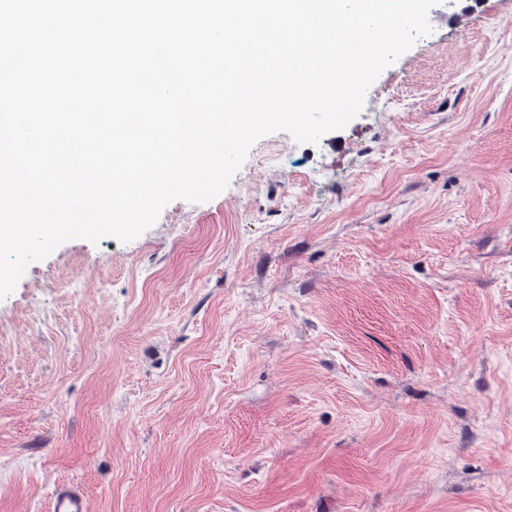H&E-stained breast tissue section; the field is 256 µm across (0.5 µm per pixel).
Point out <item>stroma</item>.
I'll return each mask as SVG.
<instances>
[{
    "mask_svg": "<svg viewBox=\"0 0 512 512\" xmlns=\"http://www.w3.org/2000/svg\"><path fill=\"white\" fill-rule=\"evenodd\" d=\"M318 143L0 299V512H512V0ZM86 501L82 493L73 487L57 488L53 503V512H86Z\"/></svg>",
    "mask_w": 512,
    "mask_h": 512,
    "instance_id": "1",
    "label": "stroma"
}]
</instances>
